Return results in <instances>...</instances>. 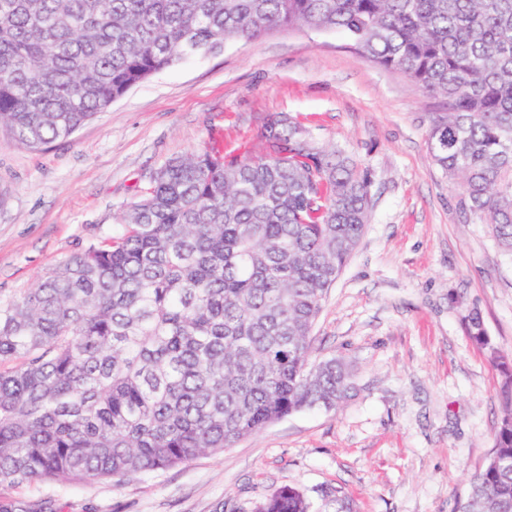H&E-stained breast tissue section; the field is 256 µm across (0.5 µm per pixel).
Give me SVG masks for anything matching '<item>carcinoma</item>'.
I'll list each match as a JSON object with an SVG mask.
<instances>
[{
  "label": "carcinoma",
  "instance_id": "carcinoma-1",
  "mask_svg": "<svg viewBox=\"0 0 512 512\" xmlns=\"http://www.w3.org/2000/svg\"><path fill=\"white\" fill-rule=\"evenodd\" d=\"M273 30L342 31L376 65L446 101L429 154L512 258V0H0V130L39 149L130 87ZM258 159L171 158L122 224L0 301V488L116 486L222 452L353 389L311 362L328 290L367 223L369 181L291 118ZM495 447L456 512H512V360ZM0 512H52L0 495ZM257 512H314L292 487Z\"/></svg>",
  "mask_w": 512,
  "mask_h": 512
}]
</instances>
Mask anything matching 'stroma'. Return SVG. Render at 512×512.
I'll return each instance as SVG.
<instances>
[{
	"mask_svg": "<svg viewBox=\"0 0 512 512\" xmlns=\"http://www.w3.org/2000/svg\"><path fill=\"white\" fill-rule=\"evenodd\" d=\"M444 108L344 33L277 30L155 74L69 139L32 150L0 131L2 300L111 232L168 159L260 156L276 113L344 150L370 182L368 222L313 331V361L336 356L353 374L341 407L292 414L120 487L19 495L52 498L58 512H255L290 486L315 512H455L500 417L498 373L463 316L479 307L512 355V258L486 225L460 218V187L430 159Z\"/></svg>",
	"mask_w": 512,
	"mask_h": 512,
	"instance_id": "obj_1",
	"label": "stroma"
}]
</instances>
